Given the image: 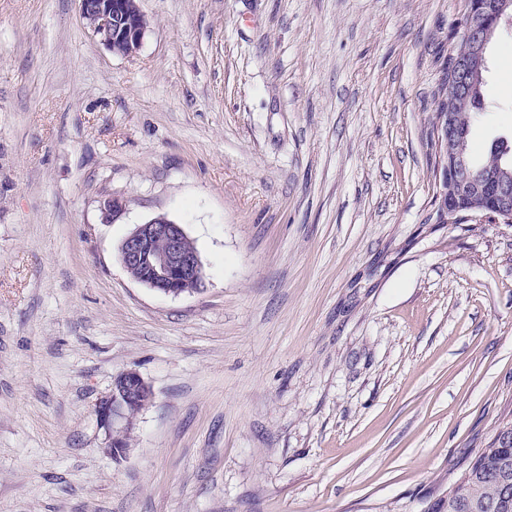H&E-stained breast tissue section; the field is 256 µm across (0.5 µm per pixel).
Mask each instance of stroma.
Listing matches in <instances>:
<instances>
[{
  "label": "stroma",
  "instance_id": "1",
  "mask_svg": "<svg viewBox=\"0 0 512 512\" xmlns=\"http://www.w3.org/2000/svg\"><path fill=\"white\" fill-rule=\"evenodd\" d=\"M138 3L124 56L79 0H0V512H445L512 421V223L437 221L465 0ZM481 108L471 155L512 148L505 24ZM161 213L200 291L122 267ZM149 390L150 387L137 371L127 370L120 374L114 381L112 396L99 407L101 423L109 427L112 416H119L125 419L126 430L132 429L135 417L127 414L126 408L136 406Z\"/></svg>",
  "mask_w": 512,
  "mask_h": 512
}]
</instances>
